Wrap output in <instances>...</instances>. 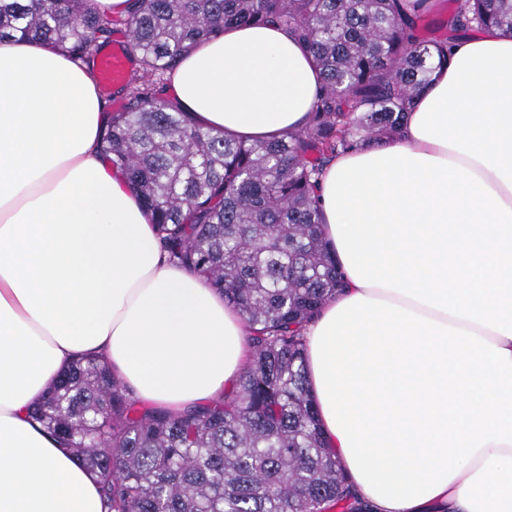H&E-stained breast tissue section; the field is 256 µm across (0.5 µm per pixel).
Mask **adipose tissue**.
Returning <instances> with one entry per match:
<instances>
[{
  "label": "adipose tissue",
  "instance_id": "1",
  "mask_svg": "<svg viewBox=\"0 0 512 512\" xmlns=\"http://www.w3.org/2000/svg\"><path fill=\"white\" fill-rule=\"evenodd\" d=\"M318 86L278 25L233 26L171 76L205 129L301 128ZM92 71L0 39V512H101L99 479L30 407L81 355L180 414L239 380L246 324L161 255L100 152ZM347 282L309 324L322 432L376 512H512V36L459 39L401 137L337 157L318 189Z\"/></svg>",
  "mask_w": 512,
  "mask_h": 512
}]
</instances>
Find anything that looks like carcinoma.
Returning a JSON list of instances; mask_svg holds the SVG:
<instances>
[{"label": "carcinoma", "mask_w": 512, "mask_h": 512, "mask_svg": "<svg viewBox=\"0 0 512 512\" xmlns=\"http://www.w3.org/2000/svg\"><path fill=\"white\" fill-rule=\"evenodd\" d=\"M120 19L137 75L101 137L151 213L170 263L224 293L249 330L236 386L173 415L94 357L74 360L32 409L99 477L104 512H373L327 443L307 381L304 327L343 287L316 189L333 158L401 135L460 31L512 34V0H452L448 31L427 0H130ZM278 23L321 85L307 122L247 142L214 134L164 97L204 38ZM115 20L93 0H0V39L42 40L98 64Z\"/></svg>", "instance_id": "1"}]
</instances>
